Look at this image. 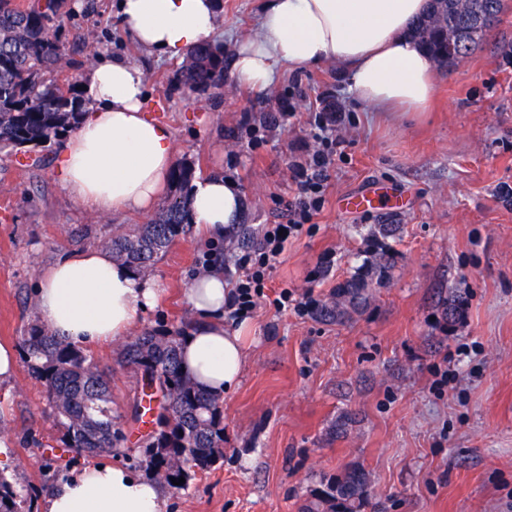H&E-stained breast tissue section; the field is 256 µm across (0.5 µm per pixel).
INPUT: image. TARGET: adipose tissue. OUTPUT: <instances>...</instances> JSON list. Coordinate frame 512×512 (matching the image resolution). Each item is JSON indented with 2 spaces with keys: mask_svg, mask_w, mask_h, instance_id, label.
I'll return each mask as SVG.
<instances>
[{
  "mask_svg": "<svg viewBox=\"0 0 512 512\" xmlns=\"http://www.w3.org/2000/svg\"><path fill=\"white\" fill-rule=\"evenodd\" d=\"M426 7L427 0H268L254 32L238 43L237 80L258 94L283 67L334 62L370 111H424L434 94V62L409 32ZM118 13L140 47L172 60L213 39L217 29L215 0H120ZM85 85L89 104L61 149L66 189L97 215L152 211L167 187L174 149L169 127L146 113L143 71L100 53ZM242 202L233 179L198 178L189 199L197 234L210 240L231 234ZM158 294L155 282L109 251L90 248L62 255L43 273L35 307L56 335L88 348L128 336ZM228 295L223 271L192 279L186 299L193 319L181 345L184 374L221 395L238 386L252 343L248 324L225 325ZM43 512H166V503L160 486L133 470L92 462L49 493Z\"/></svg>",
  "mask_w": 512,
  "mask_h": 512,
  "instance_id": "adipose-tissue-1",
  "label": "adipose tissue"
}]
</instances>
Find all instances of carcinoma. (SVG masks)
Segmentation results:
<instances>
[{
    "label": "carcinoma",
    "mask_w": 512,
    "mask_h": 512,
    "mask_svg": "<svg viewBox=\"0 0 512 512\" xmlns=\"http://www.w3.org/2000/svg\"><path fill=\"white\" fill-rule=\"evenodd\" d=\"M66 0H32L21 9L15 0H0V152L45 150L80 123L83 91L59 82L56 74L66 56L60 23ZM507 0H428L412 36L439 65L469 57L489 31L482 23L500 20ZM224 84V52L210 43L192 48L180 67L177 88L205 92ZM189 199L178 197L152 222L120 227L106 244L112 257L145 276L174 239L185 233ZM387 274L386 264L364 266L339 283L331 300L315 314L340 323L370 301L373 283ZM467 298L451 295L442 302L448 324L459 320ZM182 331L157 329L122 345L120 358L134 366L142 390L159 399L151 409V433L136 467L172 492L187 488L199 470L224 462V397L201 389L181 370ZM20 358L45 389L48 408L70 453L64 466L89 457L129 458L126 421L112 407V390L90 350L73 344L40 324L23 337ZM184 478L185 483L173 484ZM371 479L353 465L339 475L324 476L310 486L302 512H363ZM36 496L0 473V512H34Z\"/></svg>",
    "instance_id": "obj_1"
}]
</instances>
